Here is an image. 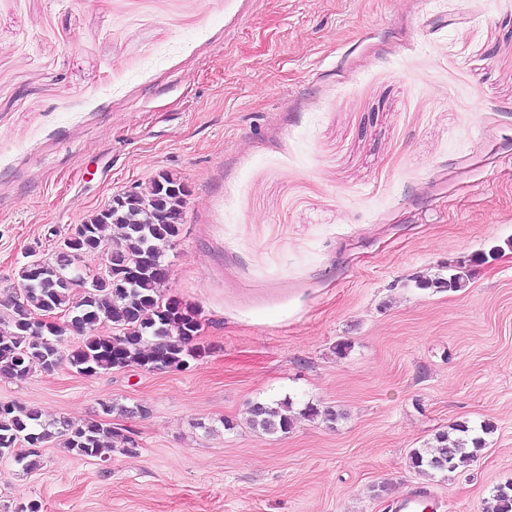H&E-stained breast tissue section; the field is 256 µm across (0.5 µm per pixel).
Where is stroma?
Here are the masks:
<instances>
[{"mask_svg": "<svg viewBox=\"0 0 512 512\" xmlns=\"http://www.w3.org/2000/svg\"><path fill=\"white\" fill-rule=\"evenodd\" d=\"M162 172L187 187L164 293L206 353L0 379L139 444L0 459V512H486L512 480V0H0V317L29 253ZM285 398L338 418L250 426ZM465 420L494 425L474 462L410 468Z\"/></svg>", "mask_w": 512, "mask_h": 512, "instance_id": "1", "label": "stroma"}]
</instances>
